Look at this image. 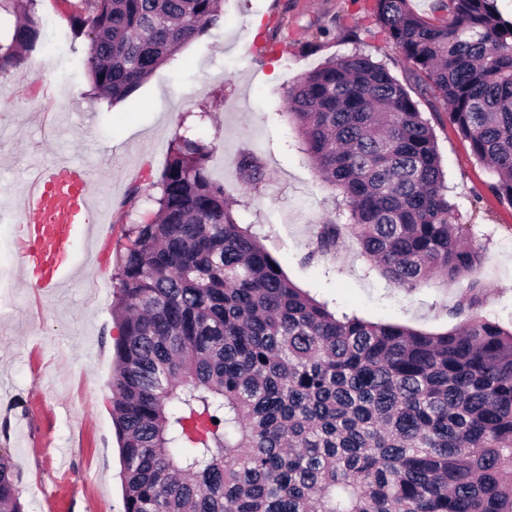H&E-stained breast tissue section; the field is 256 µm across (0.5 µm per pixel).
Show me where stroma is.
I'll return each mask as SVG.
<instances>
[{
    "label": "stroma",
    "instance_id": "1",
    "mask_svg": "<svg viewBox=\"0 0 512 512\" xmlns=\"http://www.w3.org/2000/svg\"><path fill=\"white\" fill-rule=\"evenodd\" d=\"M370 0H224V20L185 45L127 100L96 97L86 35L74 33L59 0H38L40 48L0 76V210L17 208L33 179L55 161L84 164L90 193L109 213L95 254L79 250L77 281L60 297L24 280L14 227L0 221V448L20 477L24 512H123L121 462L112 423L113 266L129 224L150 213L168 148L185 117L206 112L195 134L216 141L215 180L241 226L257 237L298 288L339 314L388 320L427 333L460 318L512 325V206L491 186L446 112L430 119L446 172L453 216L482 254L485 288L438 277L407 288L384 277L343 236L317 253L325 221L346 223L340 196L318 178L284 100L306 73L360 51L403 77L406 64L370 16ZM329 36L309 48L316 27ZM253 154L261 182L240 179L236 161ZM138 190L136 206L125 203ZM462 316H455L457 305Z\"/></svg>",
    "mask_w": 512,
    "mask_h": 512
}]
</instances>
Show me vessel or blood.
<instances>
[{
    "mask_svg": "<svg viewBox=\"0 0 512 512\" xmlns=\"http://www.w3.org/2000/svg\"><path fill=\"white\" fill-rule=\"evenodd\" d=\"M20 261L32 272L37 288L52 293L74 279L75 245L87 240L96 214L89 203L88 171L63 162L41 172L16 215Z\"/></svg>",
    "mask_w": 512,
    "mask_h": 512,
    "instance_id": "b4317fda",
    "label": "vessel or blood"
}]
</instances>
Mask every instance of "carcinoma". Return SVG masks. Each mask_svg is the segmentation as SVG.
<instances>
[{"instance_id":"carcinoma-1","label":"carcinoma","mask_w":512,"mask_h":512,"mask_svg":"<svg viewBox=\"0 0 512 512\" xmlns=\"http://www.w3.org/2000/svg\"><path fill=\"white\" fill-rule=\"evenodd\" d=\"M37 0H0L19 20L0 75L36 48ZM373 0L404 81L360 52L325 62L286 95L320 180L342 195V230L408 288L469 276L481 255L452 222L436 135L409 90L443 102L512 205V20L497 0ZM93 89L118 102L223 17L222 0H78ZM216 145L176 135L157 211L125 230L117 260L112 419L123 512H512V329L468 319L427 334L338 317L297 288L237 223L211 179ZM246 182L254 157L237 160ZM0 512H23L0 448Z\"/></svg>"}]
</instances>
